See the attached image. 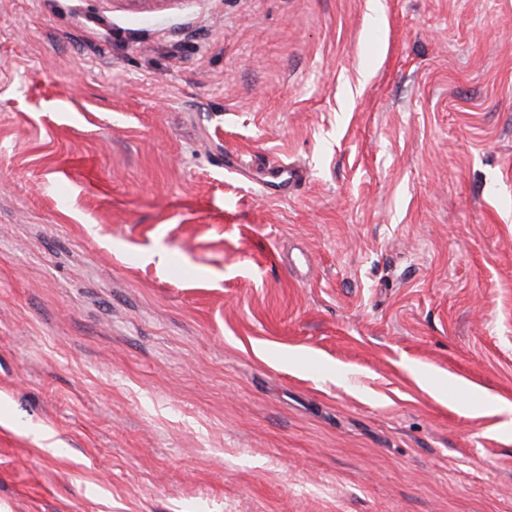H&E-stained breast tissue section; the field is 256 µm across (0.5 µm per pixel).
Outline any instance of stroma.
Here are the masks:
<instances>
[{
	"label": "stroma",
	"instance_id": "stroma-1",
	"mask_svg": "<svg viewBox=\"0 0 512 512\" xmlns=\"http://www.w3.org/2000/svg\"><path fill=\"white\" fill-rule=\"evenodd\" d=\"M509 405L512 0H0V512H512Z\"/></svg>",
	"mask_w": 512,
	"mask_h": 512
}]
</instances>
